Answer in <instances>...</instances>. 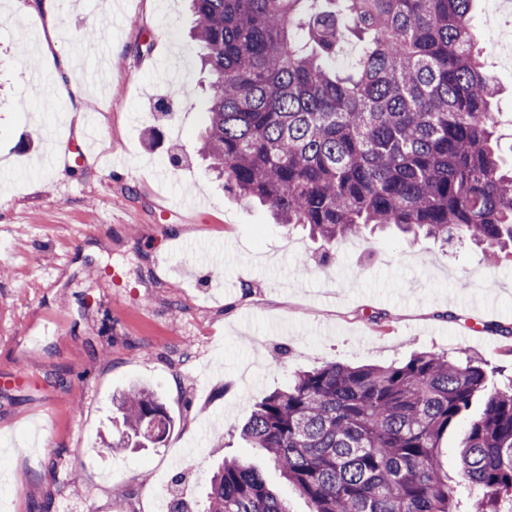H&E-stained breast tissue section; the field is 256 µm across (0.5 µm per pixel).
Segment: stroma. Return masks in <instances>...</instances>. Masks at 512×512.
Returning a JSON list of instances; mask_svg holds the SVG:
<instances>
[{
  "label": "stroma",
  "instance_id": "35a3bbf8",
  "mask_svg": "<svg viewBox=\"0 0 512 512\" xmlns=\"http://www.w3.org/2000/svg\"><path fill=\"white\" fill-rule=\"evenodd\" d=\"M0 0V512H159L201 501L211 465L243 455L291 512L308 504L233 432L289 374L326 362L468 350L512 378V257L389 230L337 246L223 190L198 154L209 79L186 0ZM481 60L512 158V5L477 0ZM112 60L99 87L83 35ZM84 130L93 155L48 166ZM213 262L210 277L193 270ZM64 375L66 385L55 378ZM154 390L157 448L112 457V398Z\"/></svg>",
  "mask_w": 512,
  "mask_h": 512
}]
</instances>
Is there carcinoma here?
<instances>
[{
    "mask_svg": "<svg viewBox=\"0 0 512 512\" xmlns=\"http://www.w3.org/2000/svg\"><path fill=\"white\" fill-rule=\"evenodd\" d=\"M188 2L211 87L198 152L224 189L308 227L327 257L379 226L469 241L492 264L512 248V166L497 152L474 0ZM350 36L354 60L338 69ZM477 398L453 481L439 448ZM113 405L124 430L105 455L163 441L153 392L132 386ZM239 436L309 512H512V386L489 384L466 350L296 372ZM203 512L290 510L232 456L211 472Z\"/></svg>",
    "mask_w": 512,
    "mask_h": 512,
    "instance_id": "carcinoma-1",
    "label": "carcinoma"
}]
</instances>
